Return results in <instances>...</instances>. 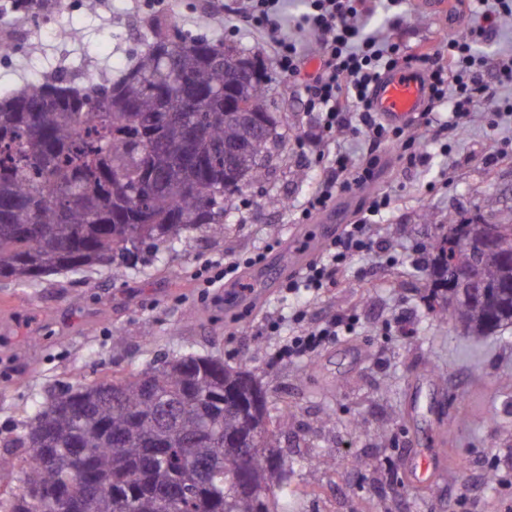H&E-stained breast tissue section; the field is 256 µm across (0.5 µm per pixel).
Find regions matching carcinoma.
<instances>
[{
	"mask_svg": "<svg viewBox=\"0 0 512 512\" xmlns=\"http://www.w3.org/2000/svg\"><path fill=\"white\" fill-rule=\"evenodd\" d=\"M207 38L164 32L99 88L57 77L0 95V279H36L138 258L145 247L172 249L202 224L224 227L230 195L268 171L269 143L244 112L224 111V89L264 106L267 72ZM247 145L241 163L226 155ZM457 258L481 267L483 301L455 303L448 281L432 282L443 310L479 340L512 326V224L483 256L451 235L429 244L425 264ZM237 370L196 354L148 362L123 378L75 384L36 401L20 432L0 443V512H55L69 482L91 493L88 512H284V468L271 461L288 431L268 395L246 404ZM250 435L258 450L221 451Z\"/></svg>",
	"mask_w": 512,
	"mask_h": 512,
	"instance_id": "1",
	"label": "carcinoma"
}]
</instances>
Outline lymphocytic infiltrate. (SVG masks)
Here are the masks:
<instances>
[{
  "mask_svg": "<svg viewBox=\"0 0 512 512\" xmlns=\"http://www.w3.org/2000/svg\"><path fill=\"white\" fill-rule=\"evenodd\" d=\"M283 2L238 0L234 13L252 31L273 34L277 68L288 77H304L305 106L308 111L318 113L326 138H333L341 131L361 134L373 150L386 141H398L406 153L408 167L424 165L426 156L419 151L414 139L405 137L401 128L379 121L373 111L372 94L381 76L388 70L411 66L414 57L405 53L398 38L384 42L362 31L358 21L372 13L370 0H305L306 10L299 27L322 38L319 66L309 75L303 72L306 54L295 40L280 32ZM483 34V29L479 28L449 40L447 63L434 64L428 71L423 116L426 124L436 125L438 132L447 131L448 126L436 123L435 113L447 104L451 105L452 114L457 118L466 115L474 102L491 97L497 100L496 112H512V98L496 96L498 88H512V55L498 58L491 70H482L483 60L474 45ZM376 164V159L372 158L362 169L353 170L345 153L334 152L330 170L300 210V223H307L338 194L372 181ZM374 236L372 225H346L330 248L310 262L301 276L286 282V291H320L350 264L354 256L375 250ZM352 325V320L332 318L307 330L304 335L291 338L275 356L292 361L309 355L321 345L350 333Z\"/></svg>",
  "mask_w": 512,
  "mask_h": 512,
  "instance_id": "1",
  "label": "lymphocytic infiltrate"
}]
</instances>
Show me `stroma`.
<instances>
[{"label":"stroma","instance_id":"stroma-1","mask_svg":"<svg viewBox=\"0 0 512 512\" xmlns=\"http://www.w3.org/2000/svg\"><path fill=\"white\" fill-rule=\"evenodd\" d=\"M51 25L0 15V28L25 38L0 62V88L19 89L41 71L89 69L118 74L145 49L152 24L169 33L204 34L242 50L267 68L263 100L278 121L281 141L264 180L232 195L224 230L193 231L175 250L145 252L135 265L97 267L23 285L0 280V439L18 432L33 402L52 391L122 376L143 364L194 353L253 371L269 401L288 415L285 438L289 512H512V327L472 342L440 317L422 258L451 219L473 215L486 194L497 195L498 219L512 217V160L487 164L491 145L512 139V116L490 122L488 103L471 106L457 129L434 137L411 123L406 136L429 157L410 169L395 145L377 151V176L339 194L309 222L325 243L356 223L371 197L390 193L377 216L380 247L353 259L319 295L285 296L283 279L295 262L298 211L331 163L316 139V113L302 107L300 82L279 72L269 39L218 0H50ZM432 0H403L397 13L376 5L367 32L398 34L407 53L433 51L454 34L485 27L465 5L445 13ZM398 29H391V20ZM78 31V39L67 31ZM286 197L280 210L270 195ZM431 223H422L421 212ZM266 249L281 274L258 280L253 299L229 304L234 283L205 287L201 272L216 261ZM301 308L300 325L260 334L268 317ZM354 318V331L313 357L275 361L288 337L332 316ZM409 322L402 334L397 318ZM436 448L446 476L429 488L408 484L405 462L418 448Z\"/></svg>","mask_w":512,"mask_h":512}]
</instances>
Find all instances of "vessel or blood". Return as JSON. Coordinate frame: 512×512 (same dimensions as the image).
<instances>
[{"label": "vessel or blood", "mask_w": 512, "mask_h": 512, "mask_svg": "<svg viewBox=\"0 0 512 512\" xmlns=\"http://www.w3.org/2000/svg\"><path fill=\"white\" fill-rule=\"evenodd\" d=\"M425 94L426 86L419 71L398 68L388 72L376 86L373 109L385 121L404 125L420 112Z\"/></svg>", "instance_id": "obj_1"}]
</instances>
